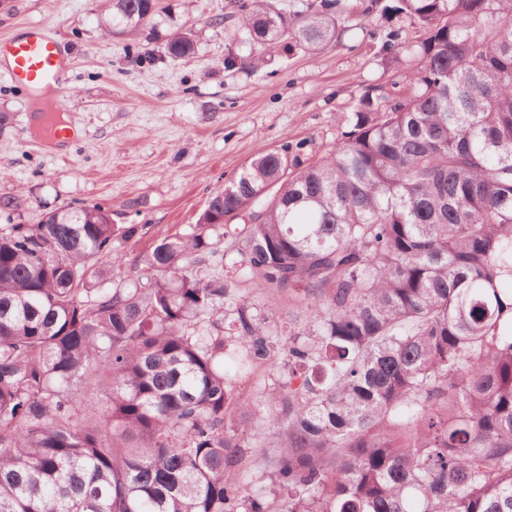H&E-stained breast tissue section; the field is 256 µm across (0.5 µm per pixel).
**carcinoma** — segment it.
I'll return each instance as SVG.
<instances>
[{
  "mask_svg": "<svg viewBox=\"0 0 512 512\" xmlns=\"http://www.w3.org/2000/svg\"><path fill=\"white\" fill-rule=\"evenodd\" d=\"M234 7L228 69L337 41L338 0ZM378 11L420 31L386 44L411 91L366 92L317 159L257 153L133 273L114 264L145 225L97 204L13 224L0 197V512H512V0ZM156 15L112 0L99 26ZM193 53L190 30L163 47ZM226 329L288 371L260 403L231 401ZM256 415L283 432L269 501L235 477Z\"/></svg>",
  "mask_w": 512,
  "mask_h": 512,
  "instance_id": "carcinoma-1",
  "label": "carcinoma"
}]
</instances>
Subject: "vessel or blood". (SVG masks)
Segmentation results:
<instances>
[{"instance_id":"b4317fda","label":"vessel or blood","mask_w":512,"mask_h":512,"mask_svg":"<svg viewBox=\"0 0 512 512\" xmlns=\"http://www.w3.org/2000/svg\"><path fill=\"white\" fill-rule=\"evenodd\" d=\"M19 84L47 87L59 107H67L71 92L70 63L57 39L37 26H24L0 38V69Z\"/></svg>"}]
</instances>
